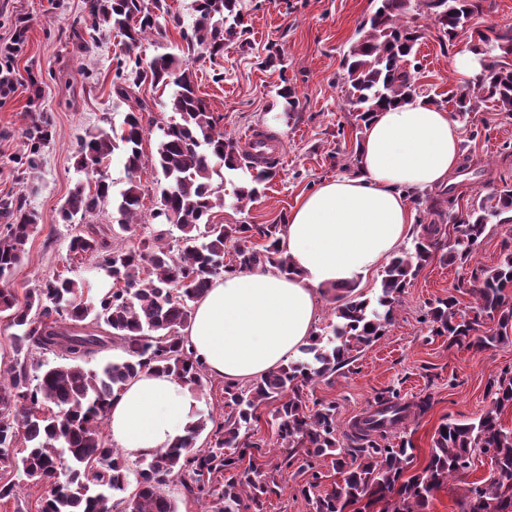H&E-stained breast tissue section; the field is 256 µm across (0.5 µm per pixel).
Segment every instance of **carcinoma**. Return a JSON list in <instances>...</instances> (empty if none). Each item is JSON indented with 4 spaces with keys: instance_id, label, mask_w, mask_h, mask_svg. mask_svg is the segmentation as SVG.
Wrapping results in <instances>:
<instances>
[{
    "instance_id": "cac0c4a2",
    "label": "carcinoma",
    "mask_w": 512,
    "mask_h": 512,
    "mask_svg": "<svg viewBox=\"0 0 512 512\" xmlns=\"http://www.w3.org/2000/svg\"><path fill=\"white\" fill-rule=\"evenodd\" d=\"M88 6L90 29L105 26L120 33L130 52L159 31L160 20L170 15L167 0H88ZM490 8L487 0H378L377 10L359 23V38L342 57L341 80L359 120L417 95L418 66L412 58L424 37L420 18L443 41L469 35L468 49L479 58L476 83L448 96L455 114L466 120L492 101L512 115V27L488 35L473 23ZM194 12L191 31H180L187 48L214 62L243 42L247 27L242 0H194ZM146 83L171 89L169 107L179 119L162 128L151 158L161 175L150 213L153 234L125 248L114 239L131 230L143 207L138 172L147 136L141 113L148 105L136 98V90ZM112 93L136 99L137 107L125 113L120 133L98 127L80 138L76 165L92 179L78 181L57 211V221L70 224L112 203L117 227L80 232L69 244L70 252L95 261L112 281L111 288L93 294L86 280L57 273L19 299L10 278L26 253L38 216L27 210L22 197L0 196V222L5 225L0 232V314L16 329L9 336L14 363L8 376L0 377V467L48 486L40 496L39 512H114L120 504L121 512H178L166 490L172 477L197 499L215 504L214 512H266V502L278 488L275 474L294 465L297 473L309 474L298 491L314 512H423L448 481L468 476L478 451L490 457L493 473L470 483L464 512H512V430L500 423L503 409L512 407V370L490 384L493 397L479 417L449 419L438 426L426 463L409 477L414 447L409 440L389 442L387 433L403 426L411 409L423 413L425 401L410 406L392 391L381 395L379 410L352 424L351 445L345 447L338 438L336 402L312 408L303 395L304 386L336 374L354 361V353L384 336L405 289L436 253L467 264L489 225L512 224L508 184L472 199L462 215L455 212L452 197L446 210L438 199L425 203L412 248L385 265L378 294L368 298L355 285L335 287L336 321L329 324L330 333H315L298 358L250 384H225L224 406L230 414L213 439L196 447L209 421L197 413L180 443L137 461L138 491L125 496L129 463L101 429L112 401L149 369L203 391L208 383L205 369L192 359L184 335L198 299L226 271L268 264L288 274L291 264L276 248L283 225L213 223V210L225 204L214 176L222 173L224 182L234 185L232 205L242 209L276 175V162L241 149L217 130L214 113L198 96L184 57L164 53L144 62L129 54L116 67ZM277 97L284 117L293 118L298 103L294 87L281 86ZM51 137V117L42 113L23 133V151L14 162L25 172L37 169ZM117 151L124 156L127 181L115 196L108 171ZM446 224L453 225L448 237L442 231ZM256 234L266 241L259 248L248 245ZM472 280V313L461 310L452 294L440 298L425 318L431 332L480 348L509 340L512 252L494 266L474 269ZM484 319L497 321L496 332H480ZM108 342L120 344L123 357L100 369L83 365ZM36 350L60 352L67 363L49 366L35 359ZM265 403L274 405L271 425L280 453L267 470L256 463L259 446L251 441L258 408ZM327 455L343 472V484L321 496L315 493L322 479L318 459Z\"/></svg>"
}]
</instances>
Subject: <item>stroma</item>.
Wrapping results in <instances>:
<instances>
[{
	"mask_svg": "<svg viewBox=\"0 0 512 512\" xmlns=\"http://www.w3.org/2000/svg\"><path fill=\"white\" fill-rule=\"evenodd\" d=\"M172 22L162 34L143 41L136 53L151 59L179 52L181 30L191 29L192 0H167ZM248 31L245 44L225 51L217 61L192 63L198 94L209 105L226 136L241 139L254 130L273 137L280 148L276 177L245 210L215 209L221 224H270L286 214L301 195L322 181L346 173V159L355 144L356 112L347 101L339 76L344 50L357 39L358 25L374 12L378 0H244ZM87 16L86 0H0V38H8L19 18H27L26 42L13 66L18 80L12 97L0 100V195L23 196L40 221L27 244V254L16 268L10 286L25 296L49 275L61 273L90 281L93 290L106 282L90 259L71 258L69 241L77 227L60 224L56 212L79 180L75 153L85 131L102 123L119 127L130 102L112 96L111 81L117 63L125 58L122 39L101 29L97 48L83 51L72 35V24ZM467 49L466 37L441 41L427 30L417 47L421 70L416 83L421 94L446 98L464 80L451 73L450 59ZM282 59L265 65L268 52ZM38 80L41 96H34L31 80ZM294 85L298 96L295 120L280 113L276 90L281 82ZM148 109L143 122L149 134L143 143L146 161L140 171L143 209L134 233L124 245L136 244L152 229L149 213L155 203L157 173L151 159L156 129L172 121L168 94L143 85L138 93ZM51 116L53 133L41 162L33 172H18L13 161L21 138L36 113ZM461 151L476 175L456 177L455 193L467 203L477 194L503 184L512 185V115L487 105L462 123ZM471 269L433 259L407 288L394 320L379 341L358 354L330 381L311 383L304 392L310 401H335L339 434L363 417L382 393L393 390L405 403L426 401L424 413L407 420L404 435L414 445L411 470L425 464L432 436L446 418L471 420L491 401L488 386L504 367L512 366V341L477 350L435 336L425 321L436 299L454 292L469 280ZM305 478L296 469L277 477L279 489L270 495L267 512H310L298 493Z\"/></svg>",
	"mask_w": 512,
	"mask_h": 512,
	"instance_id": "obj_1",
	"label": "stroma"
}]
</instances>
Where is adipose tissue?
Instances as JSON below:
<instances>
[{
    "label": "adipose tissue",
    "instance_id": "adipose-tissue-1",
    "mask_svg": "<svg viewBox=\"0 0 512 512\" xmlns=\"http://www.w3.org/2000/svg\"><path fill=\"white\" fill-rule=\"evenodd\" d=\"M461 129L447 109L417 96L368 122L356 173L302 195L278 248L294 271L245 268L214 280L186 332L193 356L228 383L285 364L307 343L322 292L364 284L413 231L409 197L447 186L459 168ZM195 391L174 376L142 372L112 402L109 433L127 457L174 446L196 419Z\"/></svg>",
    "mask_w": 512,
    "mask_h": 512
}]
</instances>
